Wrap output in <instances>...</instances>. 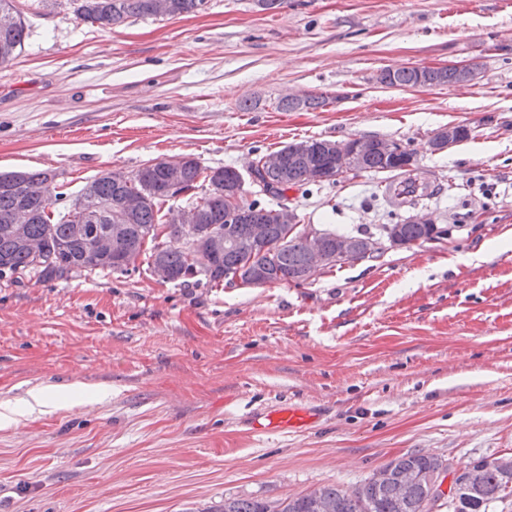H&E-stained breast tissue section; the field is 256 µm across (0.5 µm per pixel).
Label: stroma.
I'll return each instance as SVG.
<instances>
[{"instance_id": "1", "label": "stroma", "mask_w": 512, "mask_h": 512, "mask_svg": "<svg viewBox=\"0 0 512 512\" xmlns=\"http://www.w3.org/2000/svg\"><path fill=\"white\" fill-rule=\"evenodd\" d=\"M0 65V172L55 170L71 194L185 156L247 171L291 142L384 138L439 188L392 209L385 172L287 193L301 223L445 238L297 286L174 285L146 270L0 278V512H219L360 485L408 453L462 469L512 455V0H209L112 29L72 0H15ZM477 62L467 85L387 88L385 69ZM325 96L279 109L286 97ZM469 139L431 153L439 128ZM58 389L46 412L38 386ZM297 406L304 429L252 430ZM14 0H0V13L8 12L14 15L12 26L2 31L0 29V64L10 62L18 49L22 48L26 37L25 22L21 15L16 11L13 4Z\"/></svg>"}]
</instances>
